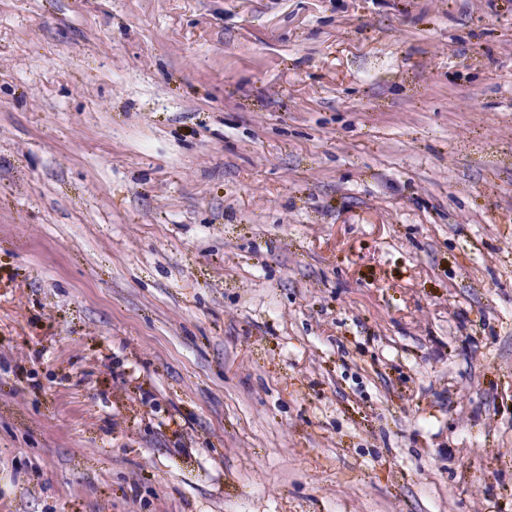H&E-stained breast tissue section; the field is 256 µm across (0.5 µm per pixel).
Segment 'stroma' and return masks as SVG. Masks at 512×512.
Masks as SVG:
<instances>
[{
  "instance_id": "1",
  "label": "stroma",
  "mask_w": 512,
  "mask_h": 512,
  "mask_svg": "<svg viewBox=\"0 0 512 512\" xmlns=\"http://www.w3.org/2000/svg\"><path fill=\"white\" fill-rule=\"evenodd\" d=\"M0 512H512V0H0Z\"/></svg>"
}]
</instances>
